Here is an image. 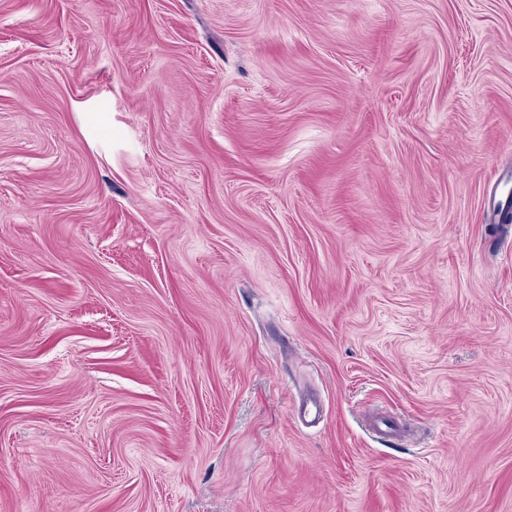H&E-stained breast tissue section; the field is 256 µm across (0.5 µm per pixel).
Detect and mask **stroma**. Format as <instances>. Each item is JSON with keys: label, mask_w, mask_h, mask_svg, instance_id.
Returning a JSON list of instances; mask_svg holds the SVG:
<instances>
[{"label": "stroma", "mask_w": 512, "mask_h": 512, "mask_svg": "<svg viewBox=\"0 0 512 512\" xmlns=\"http://www.w3.org/2000/svg\"><path fill=\"white\" fill-rule=\"evenodd\" d=\"M511 201L512 0H0V512H512Z\"/></svg>", "instance_id": "obj_1"}]
</instances>
